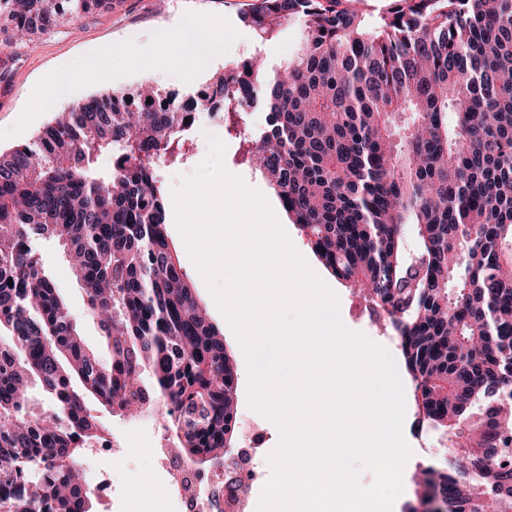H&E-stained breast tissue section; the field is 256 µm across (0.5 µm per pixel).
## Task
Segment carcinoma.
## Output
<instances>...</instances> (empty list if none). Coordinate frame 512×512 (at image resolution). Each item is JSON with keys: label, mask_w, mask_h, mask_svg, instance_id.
Masks as SVG:
<instances>
[{"label": "carcinoma", "mask_w": 512, "mask_h": 512, "mask_svg": "<svg viewBox=\"0 0 512 512\" xmlns=\"http://www.w3.org/2000/svg\"><path fill=\"white\" fill-rule=\"evenodd\" d=\"M361 2L261 0L257 32L304 33L275 74L245 59L180 111L140 86L76 100L0 151V512H93L76 463L105 433L89 397L161 415L178 458L224 459L236 371L168 240L156 170L218 97L313 252L397 332L419 415L449 436L455 474L423 469L418 503L512 512V0ZM110 3L0 0V19L31 39ZM260 103L267 127L239 130ZM38 239L68 256L108 358Z\"/></svg>", "instance_id": "1"}]
</instances>
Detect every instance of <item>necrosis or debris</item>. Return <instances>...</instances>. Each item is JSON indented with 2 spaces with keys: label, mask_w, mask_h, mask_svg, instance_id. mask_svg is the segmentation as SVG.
Masks as SVG:
<instances>
[{
  "label": "necrosis or debris",
  "mask_w": 512,
  "mask_h": 512,
  "mask_svg": "<svg viewBox=\"0 0 512 512\" xmlns=\"http://www.w3.org/2000/svg\"><path fill=\"white\" fill-rule=\"evenodd\" d=\"M261 433L257 424L241 427L238 448L227 453L223 463L206 470L185 461L175 462L170 444H161L153 451L151 475L125 492L115 512H170L174 507L183 508L184 512H252L254 493L265 479L258 448ZM229 472L241 479L243 489L222 505H215L211 493L223 484ZM157 479L166 487V496L161 500L151 493Z\"/></svg>",
  "instance_id": "4bbe7bcc"
}]
</instances>
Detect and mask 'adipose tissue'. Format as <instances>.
Instances as JSON below:
<instances>
[{
    "label": "adipose tissue",
    "instance_id": "adipose-tissue-1",
    "mask_svg": "<svg viewBox=\"0 0 512 512\" xmlns=\"http://www.w3.org/2000/svg\"><path fill=\"white\" fill-rule=\"evenodd\" d=\"M159 38L171 47L163 60L164 67L175 71L204 67L223 46L222 34L194 19L185 21L177 30L161 32Z\"/></svg>",
    "mask_w": 512,
    "mask_h": 512
}]
</instances>
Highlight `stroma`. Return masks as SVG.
I'll return each mask as SVG.
<instances>
[{"label": "stroma", "instance_id": "obj_1", "mask_svg": "<svg viewBox=\"0 0 512 512\" xmlns=\"http://www.w3.org/2000/svg\"><path fill=\"white\" fill-rule=\"evenodd\" d=\"M258 2L112 0L111 7L97 9L73 22L63 23L48 34L23 41L16 40L11 29L1 26L0 74L12 84L13 90L9 96H0V149L28 142L53 118L56 111L64 109L66 101L39 103V90L45 79L71 62L98 51L109 52L128 45L140 55L142 65L132 70L117 64L111 74L105 77L86 72L75 81L70 100L111 90H132L145 81L153 82L158 89L186 95L204 85L214 74L254 55L264 60L267 72H274L296 55L300 30L297 25L289 23L280 27L274 38H259L246 20ZM188 16L214 21L223 26L225 40L222 51L216 54L209 65L197 71L178 74L160 69L159 63L164 51L157 42L158 33L177 28ZM211 135L218 137L226 146L223 157L226 169L240 176L248 186L260 191L275 213H282L283 208L276 193L268 186L263 175L246 162L241 138L227 134L221 126H200L195 134L198 155L186 154L159 164L158 173L164 190L172 191L180 185L183 177L195 171L208 154L207 138ZM165 222L169 240L176 249L179 263L189 277L199 303L207 309L210 320L223 328L224 344L234 357L238 420L242 423L261 422L264 434L262 451L270 453L277 442V429L271 422L260 421L258 414L247 405L248 375L241 346L192 263L176 227L173 211H166ZM284 228L309 266L338 295L345 325L365 333L389 351H396L397 341L389 324L369 315L364 300L322 265L295 224L285 222ZM39 250L56 288L77 319L87 346L97 353H104L105 347L97 323L86 311L85 294L62 249L54 241L44 239L39 243ZM87 405L105 423L110 436L117 442L132 444L135 449L134 454L127 458L118 453H101L92 448L81 449L78 453L82 471L107 474L111 480V495H120L125 489L136 486L150 472L153 465L151 451L167 438L163 422L152 413L137 418L113 413L93 398L88 399ZM416 420L415 408L407 407L403 434L413 451L406 463L407 468L415 469L428 464L440 471L447 470V457L435 437L428 433H418Z\"/></svg>", "mask_w": 512, "mask_h": 512}]
</instances>
